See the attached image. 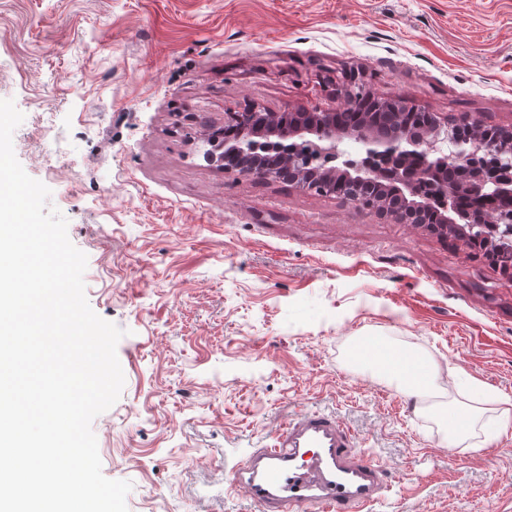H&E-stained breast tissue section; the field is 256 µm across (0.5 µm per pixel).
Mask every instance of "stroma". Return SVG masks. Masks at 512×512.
<instances>
[{"label": "stroma", "mask_w": 512, "mask_h": 512, "mask_svg": "<svg viewBox=\"0 0 512 512\" xmlns=\"http://www.w3.org/2000/svg\"><path fill=\"white\" fill-rule=\"evenodd\" d=\"M381 98L512 124V0H0L13 148L88 258L91 308L123 329L119 400L92 430L128 512H255L241 449L305 410L335 414L389 473L377 512H512V278L456 239L336 197L224 173L203 135L251 103ZM48 113L61 152L32 130ZM380 337L454 369L439 414L349 356ZM479 409L468 405H457L448 412V435L455 436L461 431L471 430L481 419Z\"/></svg>", "instance_id": "1"}]
</instances>
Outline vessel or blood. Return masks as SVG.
Returning a JSON list of instances; mask_svg holds the SVG:
<instances>
[{"mask_svg":"<svg viewBox=\"0 0 512 512\" xmlns=\"http://www.w3.org/2000/svg\"><path fill=\"white\" fill-rule=\"evenodd\" d=\"M230 487L259 512H371L388 474L335 415L304 411L247 449Z\"/></svg>","mask_w":512,"mask_h":512,"instance_id":"obj_1","label":"vessel or blood"}]
</instances>
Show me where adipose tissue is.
Wrapping results in <instances>:
<instances>
[{"label":"adipose tissue","instance_id":"1","mask_svg":"<svg viewBox=\"0 0 512 512\" xmlns=\"http://www.w3.org/2000/svg\"><path fill=\"white\" fill-rule=\"evenodd\" d=\"M354 361L374 367L376 372L394 381L407 397H424L440 389L443 377L423 355L406 353L394 346L368 339L354 346Z\"/></svg>","mask_w":512,"mask_h":512}]
</instances>
